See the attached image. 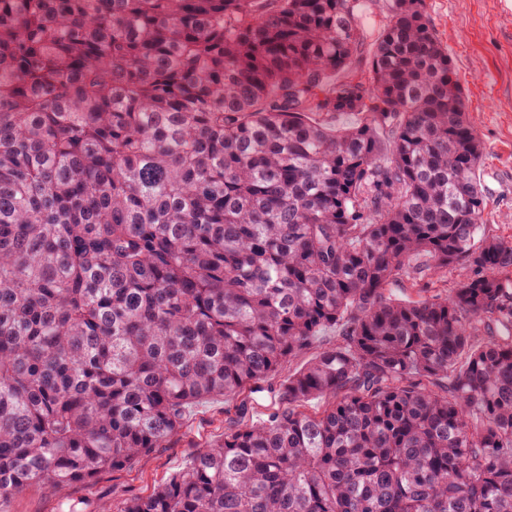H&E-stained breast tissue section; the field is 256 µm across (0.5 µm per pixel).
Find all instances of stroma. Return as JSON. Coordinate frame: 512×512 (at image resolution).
I'll use <instances>...</instances> for the list:
<instances>
[{
	"instance_id": "35a3bbf8",
	"label": "stroma",
	"mask_w": 512,
	"mask_h": 512,
	"mask_svg": "<svg viewBox=\"0 0 512 512\" xmlns=\"http://www.w3.org/2000/svg\"><path fill=\"white\" fill-rule=\"evenodd\" d=\"M447 47L470 120L484 146L480 170L487 233L512 239V0H425ZM238 402L217 397L186 410L180 435L125 468L69 485L58 496L32 486L0 501V512H101L149 495L199 447L220 442Z\"/></svg>"
}]
</instances>
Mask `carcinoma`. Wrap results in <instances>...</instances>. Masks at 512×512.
I'll list each match as a JSON object with an SVG mask.
<instances>
[{"instance_id":"obj_1","label":"carcinoma","mask_w":512,"mask_h":512,"mask_svg":"<svg viewBox=\"0 0 512 512\" xmlns=\"http://www.w3.org/2000/svg\"><path fill=\"white\" fill-rule=\"evenodd\" d=\"M482 157L424 0H0V499L164 447L334 327L119 512H512Z\"/></svg>"}]
</instances>
